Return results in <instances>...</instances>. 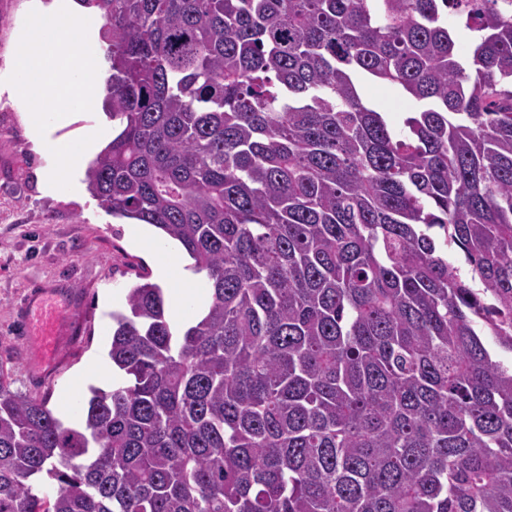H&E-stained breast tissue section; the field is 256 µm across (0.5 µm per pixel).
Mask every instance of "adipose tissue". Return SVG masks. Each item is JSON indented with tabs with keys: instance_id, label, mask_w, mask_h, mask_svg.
I'll return each instance as SVG.
<instances>
[{
	"instance_id": "ef3b65f1",
	"label": "adipose tissue",
	"mask_w": 512,
	"mask_h": 512,
	"mask_svg": "<svg viewBox=\"0 0 512 512\" xmlns=\"http://www.w3.org/2000/svg\"><path fill=\"white\" fill-rule=\"evenodd\" d=\"M134 238L144 249L162 256L158 274L170 286L168 295L173 318L181 321L202 317L208 309L209 297L202 279L193 275L189 269L190 258L177 244L156 242L150 229L136 227Z\"/></svg>"
}]
</instances>
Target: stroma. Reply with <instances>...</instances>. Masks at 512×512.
<instances>
[{"label": "stroma", "instance_id": "35a3bbf8", "mask_svg": "<svg viewBox=\"0 0 512 512\" xmlns=\"http://www.w3.org/2000/svg\"><path fill=\"white\" fill-rule=\"evenodd\" d=\"M26 0H0V73L17 50L15 34ZM365 99L391 128L404 131L414 101L395 86L362 85ZM39 152L17 106L0 96V363L14 389L46 398L63 421L76 415L65 400L80 385L109 389L111 379L90 374L108 357L115 299H126L138 276L157 281L159 256L131 238L132 222L107 213L87 190L46 193L40 168L53 165ZM48 296L63 310L57 354L48 359L21 319L24 304Z\"/></svg>", "mask_w": 512, "mask_h": 512}]
</instances>
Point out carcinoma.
Listing matches in <instances>:
<instances>
[{"instance_id":"1","label":"carcinoma","mask_w":512,"mask_h":512,"mask_svg":"<svg viewBox=\"0 0 512 512\" xmlns=\"http://www.w3.org/2000/svg\"><path fill=\"white\" fill-rule=\"evenodd\" d=\"M83 2L121 125L87 190L177 241L210 305L181 329L162 288H130L127 381L76 427L0 363V512H512L498 0ZM361 77L418 103L406 134Z\"/></svg>"}]
</instances>
